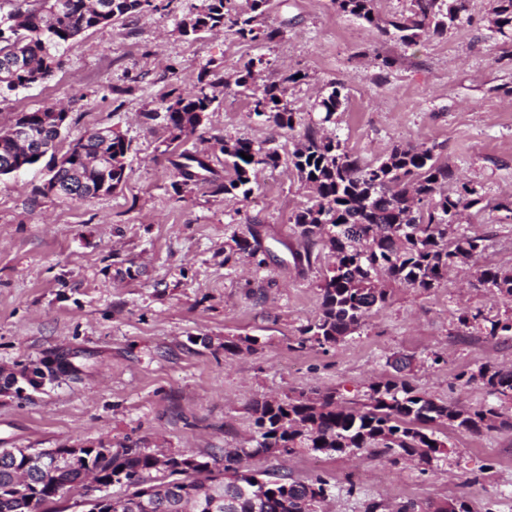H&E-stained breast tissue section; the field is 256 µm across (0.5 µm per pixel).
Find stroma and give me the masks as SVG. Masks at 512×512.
Listing matches in <instances>:
<instances>
[{"label":"stroma","mask_w":512,"mask_h":512,"mask_svg":"<svg viewBox=\"0 0 512 512\" xmlns=\"http://www.w3.org/2000/svg\"><path fill=\"white\" fill-rule=\"evenodd\" d=\"M155 2L83 32L48 80L0 98V129L23 112L66 109L58 153L104 126L131 142L124 185L91 199L37 195L49 177L42 164L0 177V369L63 349L84 364L80 379L47 381L20 397L0 392V448L136 442L220 461L225 449L252 447L254 401L331 390L340 402L362 403L397 355L413 357L407 378L432 398L488 403L482 386L460 374L486 363L512 368V336L492 338L457 321L461 308L504 312L500 298L470 281L480 266L512 268V219L491 208L512 195V60L488 29V0H470L478 24L412 45L337 11L332 0H269L265 22L285 32L272 44L225 30L185 38L177 26L191 0ZM386 57L391 67L382 66ZM249 64L257 87L303 73L286 97L308 122L318 119L311 106L325 85L344 82L349 102L324 132L364 162L378 163L398 144L434 148L484 196L465 219L486 236L483 255L437 288L393 286L386 306L343 342L299 348L301 329L320 312L327 268L325 257L303 258L291 222L309 189L284 164L260 171L245 200L204 183L176 198L168 134L162 121L144 117L161 108L164 93L193 86L208 69L229 86L217 88L204 136L185 147L211 153L215 178L230 170L214 137L292 152L300 131L249 115L234 84ZM250 227L260 234L263 266L225 263L232 236ZM228 341L239 351L225 352ZM436 434L450 454L425 469L355 449L248 464L301 480L327 477L325 512H365L371 502L395 512L461 495L473 512H512V430L443 425Z\"/></svg>","instance_id":"1"}]
</instances>
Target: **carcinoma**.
<instances>
[{"instance_id":"1","label":"carcinoma","mask_w":512,"mask_h":512,"mask_svg":"<svg viewBox=\"0 0 512 512\" xmlns=\"http://www.w3.org/2000/svg\"><path fill=\"white\" fill-rule=\"evenodd\" d=\"M376 0H333L338 11L389 35L405 45L420 39L441 37L459 26L470 25V0H406L407 6L390 19L380 21ZM269 0H197L178 24L181 35L190 37L227 29L242 41L274 43L284 36L280 27L265 23ZM144 0H0V66L11 57L22 60L0 95L28 88L50 77L60 65L58 53L81 33L111 24L141 12ZM493 35L512 41V0H489ZM252 65L238 75L235 85L251 99V114L276 128L292 131L302 124L301 113L289 106L286 89L270 83L252 88ZM221 77L200 73L194 88L186 93L171 90L162 98L164 113L150 110L149 120L163 118L170 143L181 146L204 126ZM348 100L346 87L332 81L313 104L318 125L331 123ZM23 141L0 132V176L29 168L45 156L55 161L56 142L67 126L68 113L55 106L23 114ZM232 175L210 179L209 155L182 150L171 161L178 180L172 183L180 195L191 185L207 182L215 195L248 198L259 171L277 168L281 155L275 148L255 146L241 138H215ZM131 144L121 133L104 138L90 134L75 141L53 164L50 180L57 181L71 199L98 196V189L111 193L126 181L127 155ZM251 156L246 160L240 153ZM300 181L312 190L307 204L292 215L305 243L306 258L313 248L328 250V269L320 285L321 306L315 321L301 330L298 342L306 346H332L343 341L383 309L389 284L430 290L441 284L448 271L469 264L485 249L486 237L463 224L465 211L483 201L476 186L455 177L447 161L430 148L396 145L376 164H366L342 146L338 139L319 135L317 125L305 128L303 142L290 155ZM234 247L224 264L238 255L257 257L256 234L234 236ZM474 287L512 302V268L481 267L474 273ZM457 320L465 328L483 322L488 336L512 335V312L488 317L482 311L463 310ZM69 353L55 356L57 367L46 360L32 361L12 377L20 393L32 386L29 375L45 367L49 376L63 372L78 377L82 364L67 360ZM410 361L399 358L395 375L369 384L367 402L361 408L336 401L332 392L314 397L265 398L251 407L256 428V446L225 454L224 469L157 467L154 453L136 444L115 450L103 445L83 448L88 464L50 459L44 468L27 466L24 448H0V512H59L54 504L80 485L88 467H93L107 485H120L125 492L101 502L99 512H134V498L144 485L173 486L184 492L158 499L160 512H319L328 495L329 482L317 476L302 481L281 475L270 478L265 471L235 466L241 456H288L301 449L333 455L351 448L378 449L392 462L411 457L429 464L448 454L447 444L436 427L456 426L470 433L492 431L497 426L512 429V421L495 424V412L483 406L461 408L438 402L417 391L400 372ZM468 380L479 382L487 393L512 400V370L482 365ZM397 512H473L462 498L449 499L416 510L407 503Z\"/></svg>"}]
</instances>
